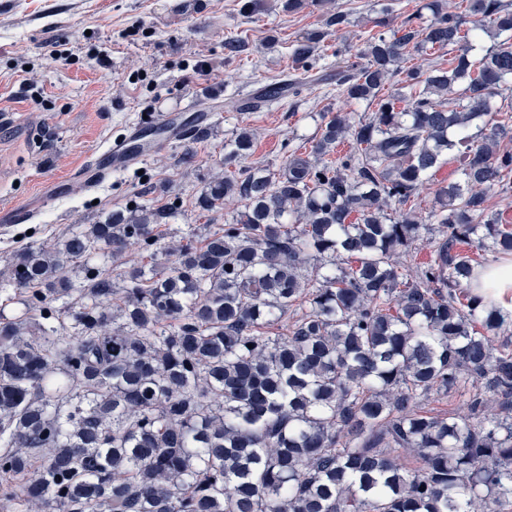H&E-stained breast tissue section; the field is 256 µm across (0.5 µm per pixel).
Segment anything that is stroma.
Masks as SVG:
<instances>
[{
    "label": "stroma",
    "instance_id": "35a3bbf8",
    "mask_svg": "<svg viewBox=\"0 0 512 512\" xmlns=\"http://www.w3.org/2000/svg\"><path fill=\"white\" fill-rule=\"evenodd\" d=\"M239 8L240 0H0V280L23 247L52 253L112 210L175 199L178 214L160 232L176 255L187 233L208 234L240 208L232 199L216 213L197 206L208 178L225 172L224 143L236 128L253 136L245 166L276 172L288 154L309 153L321 112L370 116L332 80L303 91L298 104L225 109L228 96L285 77L290 42L323 20L312 6L283 12L280 0L249 19ZM229 37L244 41L240 57L225 58ZM199 109L213 114L204 139L178 137L96 187L85 183L88 157L144 116L182 120ZM188 144L192 168L178 162Z\"/></svg>",
    "mask_w": 512,
    "mask_h": 512
}]
</instances>
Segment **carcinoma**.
Segmentation results:
<instances>
[{"label": "carcinoma", "instance_id": "cac0c4a2", "mask_svg": "<svg viewBox=\"0 0 512 512\" xmlns=\"http://www.w3.org/2000/svg\"><path fill=\"white\" fill-rule=\"evenodd\" d=\"M427 8L429 20L410 15L354 53L343 10L297 36L292 74L264 101L323 82L320 50L336 35L331 77L375 110L320 113L309 154L277 173L212 177L200 210H242L203 239L188 233L173 260L159 246L173 203L114 210L49 259L33 245L14 255L22 315L0 317V497L13 512H512V340L495 345L505 315L462 291L474 265L458 249L512 252L487 206L512 179L496 120L512 91V2L469 0L468 28L443 0ZM394 11L381 0L374 26ZM443 49L446 68L403 66ZM252 147L242 128L224 160ZM451 151L461 179L434 189L427 215L407 206ZM428 222L442 237L412 273L394 257ZM131 246L148 262L119 274L117 316L116 283L93 257ZM298 308L288 335L273 332ZM29 319L35 342L14 343ZM466 386L465 414L420 404ZM489 398L502 413L482 420ZM400 448L420 449L421 465L407 468Z\"/></svg>", "mask_w": 512, "mask_h": 512}]
</instances>
